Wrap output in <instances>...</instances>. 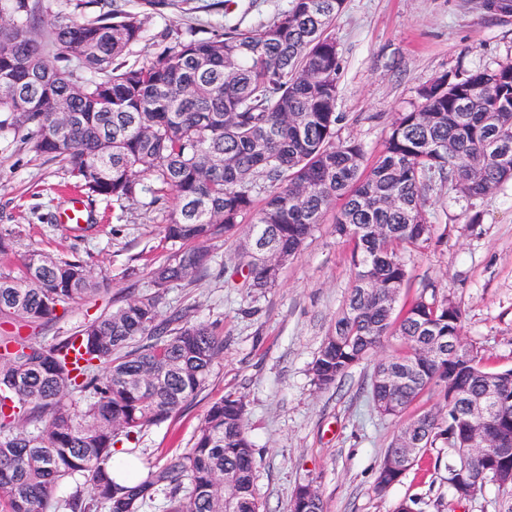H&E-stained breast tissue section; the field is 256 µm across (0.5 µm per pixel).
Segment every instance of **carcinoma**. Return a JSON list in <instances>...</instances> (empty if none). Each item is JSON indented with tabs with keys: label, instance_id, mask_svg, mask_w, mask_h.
<instances>
[{
	"label": "carcinoma",
	"instance_id": "cac0c4a2",
	"mask_svg": "<svg viewBox=\"0 0 512 512\" xmlns=\"http://www.w3.org/2000/svg\"><path fill=\"white\" fill-rule=\"evenodd\" d=\"M345 4L288 0L257 29L226 25L128 66L123 58L143 32L138 14L57 15L44 42L35 0H0V134H24L89 198L120 206L141 194L175 200L164 227L172 252L151 273L154 292L50 344L0 336L1 350L29 349L0 355V512H147L160 492L164 512H224L226 496L238 512H260L246 406L235 394L209 407L188 452L136 473L134 485L112 478V456L116 444L137 441L200 392L224 352L216 325L181 310L161 318L164 290L207 271L211 243L249 223L239 266L244 287L265 293L337 200L336 233L353 242L354 276L311 363L314 386L330 388L396 337L400 348L377 361L370 383L377 413L401 420L376 490L401 482L427 448L484 447L462 475L448 457V492L457 499L491 484L499 512H512V368H483L462 339L464 311L446 296L422 293L395 312L405 254L435 234L426 206L437 184L472 201L512 180V64L450 71L421 86L420 105L397 113L368 165L361 142L337 135L342 63L331 27ZM50 46L83 74L55 65ZM258 246L271 264L255 261ZM101 286L79 256L33 251L20 276L0 273V325L48 322ZM490 382L499 405L474 444L470 407ZM432 390L438 410L407 415ZM405 435L419 445L392 469ZM77 473L84 482L55 498ZM290 512H323L311 483L295 489Z\"/></svg>",
	"mask_w": 512,
	"mask_h": 512
}]
</instances>
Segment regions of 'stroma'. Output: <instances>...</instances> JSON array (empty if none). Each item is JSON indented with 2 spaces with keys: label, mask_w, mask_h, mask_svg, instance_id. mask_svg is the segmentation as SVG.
<instances>
[{
  "label": "stroma",
  "mask_w": 512,
  "mask_h": 512,
  "mask_svg": "<svg viewBox=\"0 0 512 512\" xmlns=\"http://www.w3.org/2000/svg\"><path fill=\"white\" fill-rule=\"evenodd\" d=\"M287 0H234L223 12L215 0H168L144 17L143 37L126 61L142 65L166 45L189 35L208 38L225 24L256 28L271 22ZM332 33L342 59L338 135L359 140L367 161L384 149L397 113L419 103L417 90L456 69L492 70L512 62V16L493 15L480 0H346ZM71 177L37 153L31 141L0 137V234L12 248L0 254V272L19 274L31 251L81 257L107 289L73 303L47 324L24 333L51 343L85 319L113 310L145 290L150 272L170 252L163 222L172 196L140 197L118 207L87 205V218L65 224ZM481 224H467L469 206L447 188L432 192L429 219L439 228L407 259L409 279L397 303L406 308L423 289L459 303L466 313L463 339L481 351L489 371L512 368V182L477 203ZM335 211L262 295H248L229 280L237 265L235 240L215 241L204 275L169 288L160 305L189 309L194 321L216 323L224 353L205 388L165 423L127 448L139 466L161 465L189 450L207 409L229 392L242 394L257 461L254 488L260 512H290L298 484L313 482L324 512H392L415 500L421 512H498V494L486 487L472 500L448 494V472L438 449L386 493L375 491L379 466L400 423L379 417L369 387L372 364L352 367L329 389H317L309 365L328 334L353 280L352 244L334 231Z\"/></svg>",
  "instance_id": "obj_1"
}]
</instances>
